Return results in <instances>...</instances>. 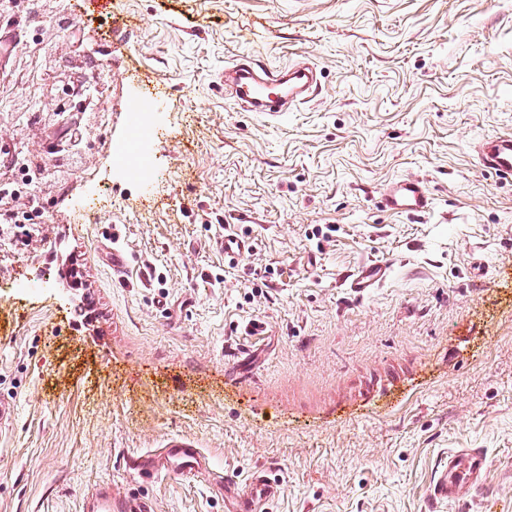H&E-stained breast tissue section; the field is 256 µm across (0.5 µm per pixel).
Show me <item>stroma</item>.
I'll use <instances>...</instances> for the list:
<instances>
[{
	"mask_svg": "<svg viewBox=\"0 0 512 512\" xmlns=\"http://www.w3.org/2000/svg\"><path fill=\"white\" fill-rule=\"evenodd\" d=\"M64 39L0 58L1 147L50 149L52 61L105 76L79 164L34 184L44 224L0 232V512H84L98 485L157 512H224L207 482L135 479L124 454L194 435L215 470L269 469L268 512H425L452 448H483L470 512H512V181L472 149L512 133V0H39ZM304 60L319 93L282 119L244 111L224 70ZM150 102L148 178L112 162ZM425 179L424 216L378 206ZM236 225L252 252L212 248ZM120 231L117 282L102 251ZM392 278L357 299L339 279ZM150 268V286L139 280ZM265 336L242 335L251 320ZM391 271V266L388 264L368 263L349 274L344 282L347 283L350 294L355 298H363L371 289L379 288L385 283Z\"/></svg>",
	"mask_w": 512,
	"mask_h": 512,
	"instance_id": "1",
	"label": "stroma"
}]
</instances>
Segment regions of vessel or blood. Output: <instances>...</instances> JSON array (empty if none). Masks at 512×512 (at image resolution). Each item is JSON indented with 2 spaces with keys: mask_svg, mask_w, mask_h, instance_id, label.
<instances>
[{
  "mask_svg": "<svg viewBox=\"0 0 512 512\" xmlns=\"http://www.w3.org/2000/svg\"><path fill=\"white\" fill-rule=\"evenodd\" d=\"M225 83L232 88L246 110L276 119L288 110L308 101L317 89L313 70L306 64L288 67H257L250 57H242L226 72ZM475 150L483 170L503 180L512 179V134L476 143ZM434 194L422 178H401L390 182L380 195L381 206L395 214L426 215L434 208ZM227 264L235 265L251 250V244L240 236L234 225L224 227L215 240ZM391 275V267L368 263L346 278L350 294L361 298L380 287ZM126 469L142 479L159 476L204 478L214 480L224 495L225 512H263L265 504L280 494V485L265 470L252 471L245 479L232 475L215 476L209 470L207 457L196 441L186 435L167 438L161 447L126 455ZM489 459L481 448H452L448 461L440 465L430 489V503L456 504L463 499H478L485 487ZM89 512H155L150 499L127 496L113 499L112 490L100 487L86 498Z\"/></svg>",
  "mask_w": 512,
  "mask_h": 512,
  "instance_id": "vessel-or-blood-1",
  "label": "vessel or blood"
}]
</instances>
